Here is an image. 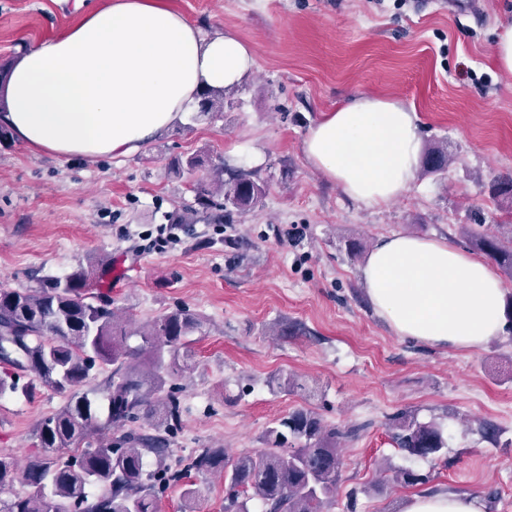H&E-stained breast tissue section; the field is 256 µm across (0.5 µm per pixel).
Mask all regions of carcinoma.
Listing matches in <instances>:
<instances>
[{"instance_id":"obj_1","label":"carcinoma","mask_w":512,"mask_h":512,"mask_svg":"<svg viewBox=\"0 0 512 512\" xmlns=\"http://www.w3.org/2000/svg\"><path fill=\"white\" fill-rule=\"evenodd\" d=\"M200 98L202 113L224 111L226 91L206 90ZM421 164L426 174L447 172L448 148L427 147ZM191 191L219 223L232 209L252 210L265 185L252 172L214 165ZM463 232L473 249L512 278V221L485 232L465 225ZM92 288L93 276L82 267L34 288L0 285V363L11 368L0 376V398L27 376L66 398L35 427L37 461L22 469L0 456V512H158L161 492L188 471L222 473L224 512H253L254 502L260 512H325L342 481L349 433L312 410H293L267 428L258 453L208 448L178 469L167 463L168 434L181 423L177 381L191 356V336L205 321L183 307L138 328ZM132 336L141 344L130 346ZM107 367L102 385L81 390ZM144 423L151 432L142 430ZM388 428L395 447L412 457L436 456L448 445L439 424L406 413L389 418ZM111 429L118 434L103 437ZM390 480L414 487L429 476L397 468ZM17 482L28 491L13 492Z\"/></svg>"}]
</instances>
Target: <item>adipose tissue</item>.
<instances>
[{
    "label": "adipose tissue",
    "instance_id": "adipose-tissue-1",
    "mask_svg": "<svg viewBox=\"0 0 512 512\" xmlns=\"http://www.w3.org/2000/svg\"><path fill=\"white\" fill-rule=\"evenodd\" d=\"M60 35L23 51L0 87V125L30 148L90 160L138 153L197 108L205 88L229 89L255 70L232 30H203L167 0H107ZM309 164L349 198L382 207L415 179L417 119L403 103L362 95L312 125ZM374 311L424 344L477 349L506 324L503 288L484 259L444 240L381 238L361 270ZM403 512H484L474 495L409 497Z\"/></svg>",
    "mask_w": 512,
    "mask_h": 512
}]
</instances>
